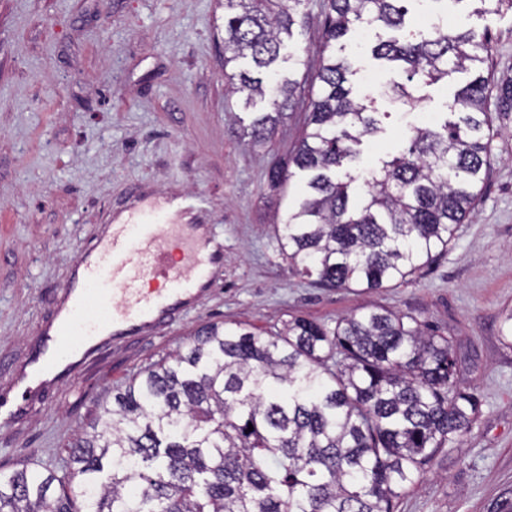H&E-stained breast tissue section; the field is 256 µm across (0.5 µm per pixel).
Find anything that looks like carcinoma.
Instances as JSON below:
<instances>
[{"label": "carcinoma", "mask_w": 512, "mask_h": 512, "mask_svg": "<svg viewBox=\"0 0 512 512\" xmlns=\"http://www.w3.org/2000/svg\"><path fill=\"white\" fill-rule=\"evenodd\" d=\"M303 0H224V72L250 125L271 139L300 83L275 71L284 39L308 26ZM408 0H322L318 90L288 165L303 198L278 228L282 254L320 288H385L448 250L479 201L492 111L512 112V74L490 89L489 39L471 29L392 38L372 55L401 69L392 93L472 79L451 118L416 126L407 147L369 168L364 140L384 131L373 100L353 96L336 42L355 26L405 25ZM452 337L372 306L334 323L281 328L208 322L112 396L71 443L62 472L0 469V512H395L447 448L478 424L482 403L460 378ZM253 430H248V426Z\"/></svg>", "instance_id": "obj_1"}]
</instances>
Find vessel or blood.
Returning <instances> with one entry per match:
<instances>
[{
  "label": "vessel or blood",
  "mask_w": 512,
  "mask_h": 512,
  "mask_svg": "<svg viewBox=\"0 0 512 512\" xmlns=\"http://www.w3.org/2000/svg\"><path fill=\"white\" fill-rule=\"evenodd\" d=\"M170 215V207L156 201L134 204L123 223L106 224L81 253L53 316L0 391L1 428L19 422L42 392L57 386L68 361L101 341L117 343L154 328L208 292L224 247L208 225L175 224ZM146 280L157 289L144 292Z\"/></svg>",
  "instance_id": "obj_1"
}]
</instances>
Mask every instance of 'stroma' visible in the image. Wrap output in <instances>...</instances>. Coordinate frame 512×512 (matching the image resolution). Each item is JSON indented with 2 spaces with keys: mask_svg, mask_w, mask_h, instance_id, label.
<instances>
[{
  "mask_svg": "<svg viewBox=\"0 0 512 512\" xmlns=\"http://www.w3.org/2000/svg\"><path fill=\"white\" fill-rule=\"evenodd\" d=\"M301 9L311 24L287 50L300 56L289 75L302 94L272 141L252 145L254 113L224 79V0H0V389L49 319L72 262L136 196L205 198L199 221L224 242V263L198 302L99 348L26 418L0 429V468L61 465L113 391L184 346L200 324L269 328L294 316L330 323L375 304L453 336L462 378L482 401L462 446L438 456L397 512H500L512 500V348L501 339L502 313L512 307V112L493 115L486 183L446 253L389 288L316 287L289 265L274 232L300 199L302 179L282 185L270 176L298 142L319 68L321 0ZM425 10L487 35L491 74L512 73L511 8L412 0L409 30L423 31ZM389 36L372 29L343 40L356 91L387 115L367 165L402 150L409 126L445 116L468 79L418 87L411 107L382 96L401 75L370 47ZM369 71L377 86L366 83Z\"/></svg>",
  "mask_w": 512,
  "mask_h": 512,
  "instance_id": "stroma-1",
  "label": "stroma"
}]
</instances>
